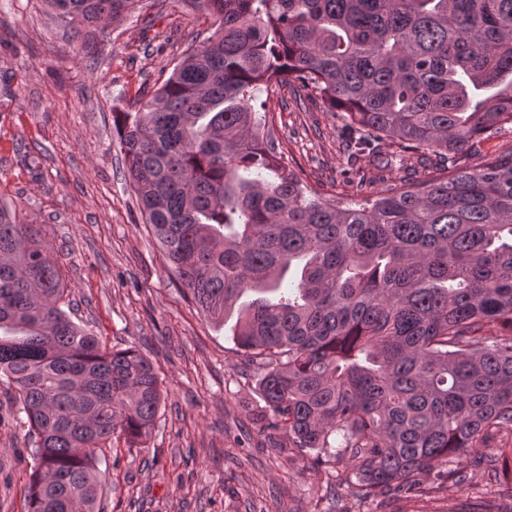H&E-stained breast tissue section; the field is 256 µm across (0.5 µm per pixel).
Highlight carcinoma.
<instances>
[{
	"label": "carcinoma",
	"instance_id": "carcinoma-1",
	"mask_svg": "<svg viewBox=\"0 0 512 512\" xmlns=\"http://www.w3.org/2000/svg\"><path fill=\"white\" fill-rule=\"evenodd\" d=\"M90 55L135 0H45ZM215 31L115 112L144 223L216 324L265 366L269 426L371 496L512 436V0H183ZM288 83L343 113L350 165L406 153L439 175L348 205L282 162L266 103ZM38 229L0 208V384L37 436L27 512H96L106 444L156 423L155 366L62 309ZM512 149V124L501 126L497 131L487 137L481 136L474 142L470 150L471 157L468 160L470 165H475L487 158L507 153Z\"/></svg>",
	"mask_w": 512,
	"mask_h": 512
}]
</instances>
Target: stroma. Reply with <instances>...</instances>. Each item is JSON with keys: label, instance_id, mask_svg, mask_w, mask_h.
I'll use <instances>...</instances> for the list:
<instances>
[{"label": "stroma", "instance_id": "stroma-1", "mask_svg": "<svg viewBox=\"0 0 512 512\" xmlns=\"http://www.w3.org/2000/svg\"><path fill=\"white\" fill-rule=\"evenodd\" d=\"M210 19L182 0H136L110 24L94 58L76 54L45 0H0V204L35 224L65 288V310L111 350L132 348L157 368L167 397L140 445L113 437L100 512H512V459L483 448L449 463L413 494L331 489L333 464L313 466L268 427L258 383L229 327L186 296L150 233L127 180L112 115L132 112ZM288 162L320 196L357 198L432 173L438 159L407 155L403 168L345 181L343 119L319 98L274 111ZM39 159L30 173L19 158ZM24 417L0 387V512H26L34 461ZM464 468L465 482L452 472Z\"/></svg>", "mask_w": 512, "mask_h": 512}]
</instances>
